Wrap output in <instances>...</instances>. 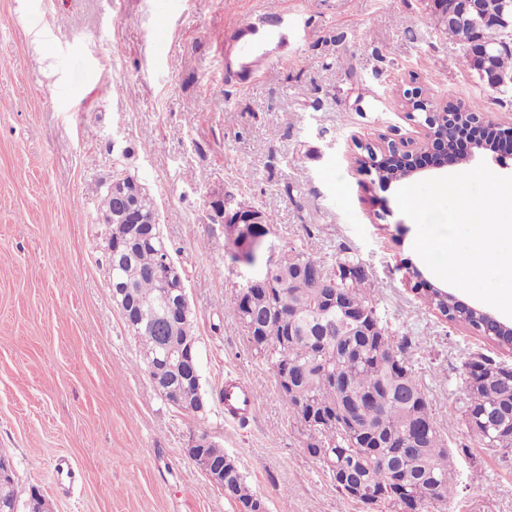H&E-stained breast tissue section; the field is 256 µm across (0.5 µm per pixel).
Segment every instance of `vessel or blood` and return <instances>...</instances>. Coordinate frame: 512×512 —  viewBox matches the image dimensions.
Instances as JSON below:
<instances>
[{
  "label": "vessel or blood",
  "instance_id": "1",
  "mask_svg": "<svg viewBox=\"0 0 512 512\" xmlns=\"http://www.w3.org/2000/svg\"><path fill=\"white\" fill-rule=\"evenodd\" d=\"M224 39L235 51L239 83H251L267 65L273 51L287 49L292 44V28L287 19L247 15L235 27L225 31ZM256 409L252 390L244 383L226 385L224 388V418L229 422H244Z\"/></svg>",
  "mask_w": 512,
  "mask_h": 512
}]
</instances>
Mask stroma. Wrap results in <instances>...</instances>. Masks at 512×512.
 Here are the masks:
<instances>
[{
	"label": "stroma",
	"mask_w": 512,
	"mask_h": 512,
	"mask_svg": "<svg viewBox=\"0 0 512 512\" xmlns=\"http://www.w3.org/2000/svg\"><path fill=\"white\" fill-rule=\"evenodd\" d=\"M306 20L295 54L251 86L224 83L225 29L246 14ZM463 45L429 0H0V453L53 512H237L185 454L207 432L269 512H366L304 451L224 298L240 283L225 245L224 194L275 212L276 241L363 261L449 448L448 512H512V466L466 427L464 364L512 352L439 317L412 289L423 268L396 182L356 170L365 145L404 143L418 121L400 99L478 106L512 122L501 94L459 63ZM153 198L184 273L211 411L198 420L151 384L113 303L99 222L113 176ZM257 409L224 421L227 378ZM72 471L56 477L57 462Z\"/></svg>",
	"instance_id": "35a3bbf8"
}]
</instances>
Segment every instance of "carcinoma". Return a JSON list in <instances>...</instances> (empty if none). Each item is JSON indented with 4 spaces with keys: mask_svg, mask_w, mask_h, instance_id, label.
Listing matches in <instances>:
<instances>
[{
    "mask_svg": "<svg viewBox=\"0 0 512 512\" xmlns=\"http://www.w3.org/2000/svg\"><path fill=\"white\" fill-rule=\"evenodd\" d=\"M159 243L155 240L132 246L131 254L122 255L123 272L116 287L127 290L128 303L132 308L131 322L139 328L151 324L165 304L159 274ZM360 260L348 254L338 256L329 264L312 255L300 246L282 250L279 261L273 263L269 274L273 287L254 296L253 308L257 331L266 340L265 346L253 350L279 367L287 359L294 372V392L278 391L280 399L296 420L311 409L334 410L338 406L340 392L329 381L331 371L340 368L347 372L350 381L361 391H374L386 384L392 401L383 406H371L366 420L386 433L400 434L418 420L429 423L425 447L417 448L399 463L404 477L400 489L373 503L383 512H400L403 497L414 501L416 512H445L457 491L458 479L450 470V462L456 460L457 452L445 445V440L436 428L430 413V405L422 385L417 378L410 356L411 340L402 337L395 340L387 318L371 295L372 284L368 277L346 281L335 277L334 270L345 265H358ZM322 274V287H314L310 272ZM337 291L351 301L369 306L375 335L362 336L355 328L345 329L340 336H324L321 333L324 318L318 314L322 297ZM427 305L441 312L451 323L466 327L473 333L493 342L503 350L512 351V332H508L479 311L457 307L450 300L436 298ZM192 328L181 322L169 323L166 331L158 334L141 333L139 343L146 354L163 341H171V333L183 328ZM382 336L393 347L400 373L394 375L381 367L376 353L375 338ZM484 367L483 375L474 380L471 368ZM512 377V367L486 355L464 364V383L467 398L462 405L461 416L467 426L475 432L482 445L495 448L503 464H512V435L498 438L496 433L486 432L476 418L486 409H497L502 419L512 425V390L505 387L502 376ZM307 444L324 448L336 465L346 467L362 455L370 452L363 441L352 437L336 422L318 421L303 428ZM392 478V461L387 458V449H379L372 458V466L365 479L375 490L389 487ZM436 479L443 483L440 494L434 496L428 482ZM229 496L234 502L248 507L259 499V495L247 483L240 470L230 478Z\"/></svg>",
    "mask_w": 512,
    "mask_h": 512,
    "instance_id": "cac0c4a2",
    "label": "carcinoma"
}]
</instances>
